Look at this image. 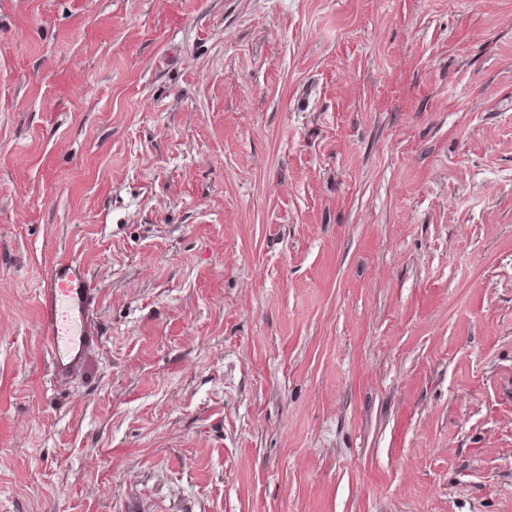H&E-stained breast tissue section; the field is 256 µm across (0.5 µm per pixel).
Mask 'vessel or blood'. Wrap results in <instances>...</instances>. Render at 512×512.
<instances>
[{"instance_id":"b4317fda","label":"vessel or blood","mask_w":512,"mask_h":512,"mask_svg":"<svg viewBox=\"0 0 512 512\" xmlns=\"http://www.w3.org/2000/svg\"><path fill=\"white\" fill-rule=\"evenodd\" d=\"M39 301L42 340L53 370L64 374L81 366L87 351L100 342L90 322L96 298L81 262L55 260Z\"/></svg>"}]
</instances>
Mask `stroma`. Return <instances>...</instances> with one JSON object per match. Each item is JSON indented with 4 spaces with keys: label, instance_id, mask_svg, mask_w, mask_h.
Here are the masks:
<instances>
[{
    "label": "stroma",
    "instance_id": "1",
    "mask_svg": "<svg viewBox=\"0 0 512 512\" xmlns=\"http://www.w3.org/2000/svg\"><path fill=\"white\" fill-rule=\"evenodd\" d=\"M0 512H512V0H0ZM41 335L56 374L81 366L100 338L91 326L96 304L81 262L62 258L51 264L39 292Z\"/></svg>",
    "mask_w": 512,
    "mask_h": 512
}]
</instances>
